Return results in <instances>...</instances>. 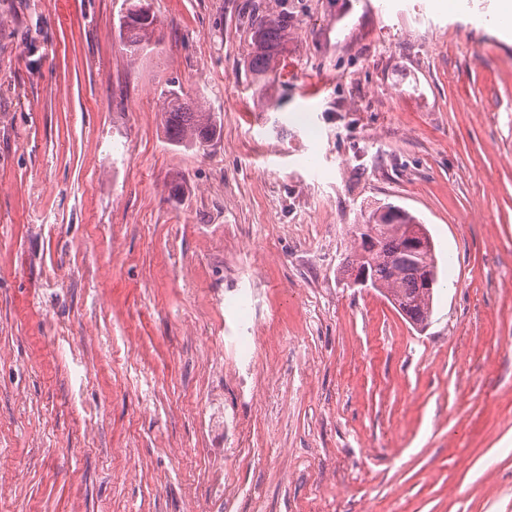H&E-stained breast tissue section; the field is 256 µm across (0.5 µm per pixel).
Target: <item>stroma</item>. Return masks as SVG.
<instances>
[{
    "label": "stroma",
    "instance_id": "obj_1",
    "mask_svg": "<svg viewBox=\"0 0 512 512\" xmlns=\"http://www.w3.org/2000/svg\"><path fill=\"white\" fill-rule=\"evenodd\" d=\"M249 2L151 0L133 56L127 0H0V512H512L499 0H260L274 112ZM384 203L435 245L421 331L350 283ZM149 2L142 0L140 9L143 14L151 17ZM139 3L140 0L129 1L128 8L119 18L120 36L131 55L149 45L156 31V16H142L138 10ZM262 13H254L248 22L251 35L247 69L251 75L249 89L252 95L264 100L267 111H270L275 105L269 90L275 80L280 58L287 50L290 24L288 11ZM162 125L169 142L185 149L200 148L220 132L212 112L203 104L185 98L182 92L169 91Z\"/></svg>",
    "mask_w": 512,
    "mask_h": 512
}]
</instances>
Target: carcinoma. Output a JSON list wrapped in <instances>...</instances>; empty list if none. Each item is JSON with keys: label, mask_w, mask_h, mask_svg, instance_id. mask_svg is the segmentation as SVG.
I'll return each instance as SVG.
<instances>
[{"label": "carcinoma", "mask_w": 512, "mask_h": 512, "mask_svg": "<svg viewBox=\"0 0 512 512\" xmlns=\"http://www.w3.org/2000/svg\"><path fill=\"white\" fill-rule=\"evenodd\" d=\"M139 0H131L119 18L120 36L127 50L134 55L152 41L156 31V17L139 13ZM250 51L247 69L251 75L249 89L252 95L274 107L269 94L275 80L281 56L290 37L288 12L254 13L249 22ZM162 125L169 142L185 149L199 148L212 141L220 132L212 112L203 104L170 91L164 108ZM399 215L390 218L372 209L362 214L363 230L357 232L359 244L349 262L350 270L367 266L372 286L377 288L398 313L416 328H425L432 314L433 293L420 288L407 274L403 247L406 226L419 223V219L402 207ZM376 235V249L369 253L365 247L366 230Z\"/></svg>", "instance_id": "cac0c4a2"}]
</instances>
